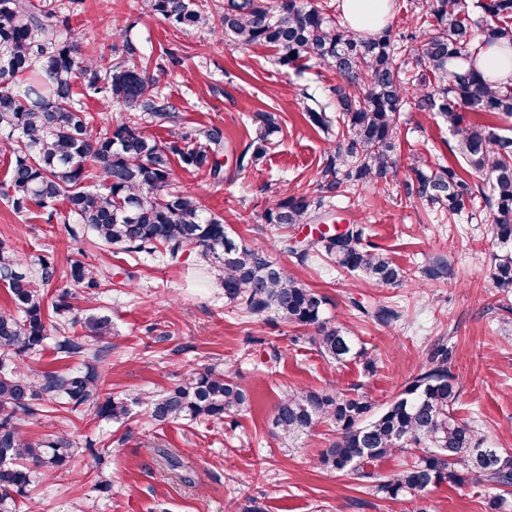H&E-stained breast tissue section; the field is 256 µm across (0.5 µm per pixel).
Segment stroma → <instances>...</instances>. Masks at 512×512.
<instances>
[{
    "label": "stroma",
    "instance_id": "1",
    "mask_svg": "<svg viewBox=\"0 0 512 512\" xmlns=\"http://www.w3.org/2000/svg\"><path fill=\"white\" fill-rule=\"evenodd\" d=\"M66 14L72 32L106 54L113 30L127 25L154 52L175 50L180 63L161 84L182 126L219 129L240 151L256 136V113L274 114L281 130L257 163L225 171L220 184L184 169L177 181L223 216L237 239L266 249L325 295L326 318L357 338L374 368L366 370L359 359L328 362L305 330L252 318L225 303L222 288L198 268L194 253L175 264L159 257L135 261L89 239L70 240L61 217L15 213L0 196V240L28 263L49 255L62 272L75 260L102 272L120 266L134 271L130 287L109 288L95 304L112 321V349L100 364L106 389L158 393L204 365L228 363L254 397L251 410L220 424L160 425L143 404L133 405L123 424L51 412L23 419L20 429L30 436L67 430L75 451L52 478H34L27 497L17 501L18 512H238L253 497L267 512H407L406 503L377 497L371 488L372 476L395 471L406 454L367 464L364 477L330 472L315 465L333 434L330 426L318 425L287 445L273 435L270 417L282 392L296 388H337L385 404L441 343L463 388L458 415L473 423L479 437L512 452V291L496 288L491 277L500 248L488 210L448 222L409 202L396 184L337 197L332 205L338 224H366L372 241L405 270L406 282L374 288L324 264H299L276 247L278 232L261 223L260 215L269 197L314 191L332 137L308 121L300 90L311 86L321 102H330L335 75L313 69L301 74L281 67L269 48L175 29L146 12L142 0H69ZM400 122L399 166L417 154L432 167L463 169L457 142L441 118L408 107ZM439 260L448 273L436 279L428 270ZM355 299L394 307L401 316L381 325L355 310ZM157 448L183 455L193 484L159 465ZM98 467L112 479L104 492L95 486ZM488 492L473 483L444 485L433 492L432 503L435 512H490Z\"/></svg>",
    "mask_w": 512,
    "mask_h": 512
}]
</instances>
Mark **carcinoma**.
I'll return each mask as SVG.
<instances>
[{
  "mask_svg": "<svg viewBox=\"0 0 512 512\" xmlns=\"http://www.w3.org/2000/svg\"><path fill=\"white\" fill-rule=\"evenodd\" d=\"M143 3L180 30L217 31L243 47H270L284 67L323 68L340 80L330 89L334 116L307 89L301 92L310 123L336 133L316 193L276 197L262 215L264 223L283 230L278 244L300 264L326 259L375 288L406 280L405 271L367 240L362 224H349L334 237L288 236L290 229L319 221L338 193L356 194L381 182L401 183L407 198L431 204L450 220L486 207L494 239L512 245V136L491 121L465 119L467 112L512 118V83L493 82L481 70L487 54L512 53V0H422L418 30L397 40L388 28L373 35L357 32L324 12L318 0H224L217 18L199 0ZM63 10L64 4L45 0H0V154L10 159L0 195L17 213L36 206L55 215L62 202L70 239L90 233L100 245L134 259L160 254L176 262L188 249L201 266L218 273L227 302L254 317L274 316L311 331V344L330 362L359 358L372 370L373 361L355 337L324 318V295L271 261L265 250L235 239L223 218L175 187V161L224 182L219 130L182 127L170 131L166 141L149 132L151 126L177 124V108L160 82L167 65L179 58L165 51L152 59L154 51H145L132 24L113 34L110 56L99 54L71 33ZM76 79L87 93L121 105L125 115L119 122L95 127L74 91ZM407 104L448 124L463 161L484 177L489 190L473 187L450 166L433 169L418 157L400 171L398 122ZM278 132L275 118L262 114L254 150L239 153L236 169H244L248 155L253 161L263 157ZM66 278L71 287L47 304L48 288L59 279L55 261L42 257L30 266L0 240V282L8 284L14 306L0 311V512H17V498L26 497L32 473L49 476L73 454L64 430L39 439L20 432L19 421L37 416L44 402L56 412L91 410L100 419H129V395L105 394L102 388L99 362L112 349L111 321L90 308L83 317L66 318L73 301L96 299L99 271L75 261ZM493 280L512 288V254L495 261ZM353 305L378 323L399 318L387 306ZM49 338L56 355L78 356L82 366L21 373L16 359L41 350ZM461 393L448 367V350L438 347L428 365L379 409L363 395L339 390H287L274 405L271 426L284 440L320 423L332 426L334 438L318 457V466L330 471H358L397 452H417L412 462L374 485L376 495L404 501L410 512H433L434 489L469 481L498 490L491 512H512V454L486 444L458 418ZM136 400L149 406L160 424L218 423L252 407L238 373L216 364ZM155 453L167 470L191 482L181 455L166 448Z\"/></svg>",
  "mask_w": 512,
  "mask_h": 512,
  "instance_id": "obj_1",
  "label": "carcinoma"
}]
</instances>
